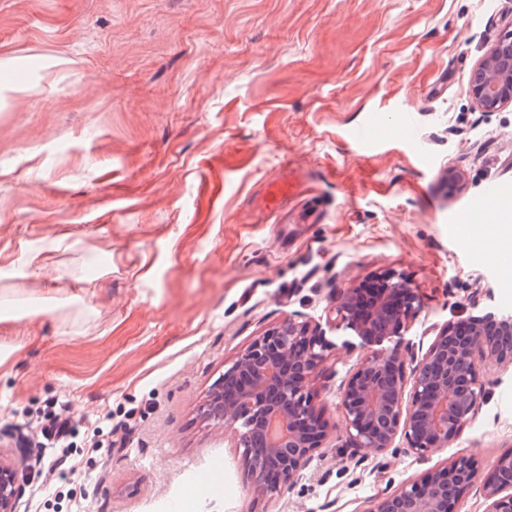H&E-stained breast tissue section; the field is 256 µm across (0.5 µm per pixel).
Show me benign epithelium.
Wrapping results in <instances>:
<instances>
[{"mask_svg": "<svg viewBox=\"0 0 512 512\" xmlns=\"http://www.w3.org/2000/svg\"><path fill=\"white\" fill-rule=\"evenodd\" d=\"M479 107L512 104V39L498 41L468 78ZM376 296L357 312L359 290L336 295V317L360 338L379 344L397 335L420 306L409 284L388 273ZM333 343L306 320L266 330L224 371V390L213 394L210 419L232 431L255 492L273 496L302 471L328 437L315 414L306 380L327 359ZM406 372L403 355H366L340 393L349 448L383 453L398 437L423 456L446 448L472 420L494 368L512 366V319L488 312L447 326ZM477 459L463 456L398 491L374 499L370 512H454L460 493L480 480ZM486 512H512V453L501 455L483 484ZM22 487L16 464L0 452V512H17Z\"/></svg>", "mask_w": 512, "mask_h": 512, "instance_id": "7a95c632", "label": "benign epithelium"}]
</instances>
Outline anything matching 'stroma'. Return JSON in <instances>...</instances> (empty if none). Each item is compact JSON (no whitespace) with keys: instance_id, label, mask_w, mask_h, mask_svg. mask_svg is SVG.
<instances>
[{"instance_id":"1","label":"stroma","mask_w":512,"mask_h":512,"mask_svg":"<svg viewBox=\"0 0 512 512\" xmlns=\"http://www.w3.org/2000/svg\"><path fill=\"white\" fill-rule=\"evenodd\" d=\"M510 30L512 0H0V286L33 309L0 320L18 512H370L454 459L488 472L512 451V366L448 447H346L339 392L372 347L334 311L337 291L399 274L420 313L385 346L419 355L449 323L505 313L512 196L497 223L470 220L488 184H512V105L484 111L468 77ZM360 126L384 141L351 145ZM288 164L298 194L252 211ZM291 318L336 345L308 384L329 436L269 497L203 406ZM62 403L77 446L58 497L31 442ZM107 416L134 425L127 450L91 447Z\"/></svg>"}]
</instances>
